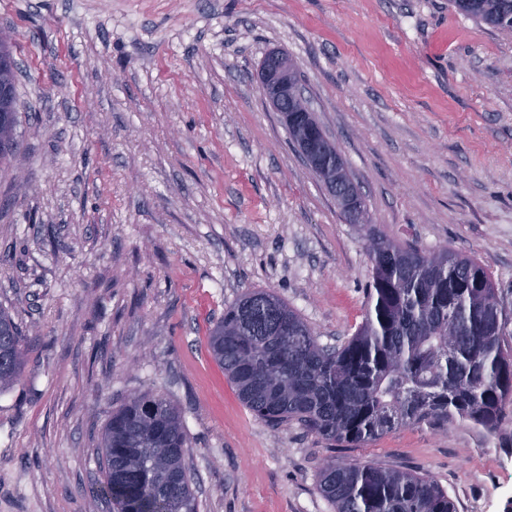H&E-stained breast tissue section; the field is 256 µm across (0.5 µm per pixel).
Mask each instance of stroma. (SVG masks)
Returning <instances> with one entry per match:
<instances>
[{
  "instance_id": "35a3bbf8",
  "label": "stroma",
  "mask_w": 512,
  "mask_h": 512,
  "mask_svg": "<svg viewBox=\"0 0 512 512\" xmlns=\"http://www.w3.org/2000/svg\"><path fill=\"white\" fill-rule=\"evenodd\" d=\"M20 125L0 165V306L22 327L0 393V512H113L100 434L133 393L180 411L199 512H334L332 460L512 512V413L333 447L265 422L208 349L225 306L279 296L320 344L361 325L367 232L259 90L287 53L374 228L474 257L512 309V36L450 0H0Z\"/></svg>"
}]
</instances>
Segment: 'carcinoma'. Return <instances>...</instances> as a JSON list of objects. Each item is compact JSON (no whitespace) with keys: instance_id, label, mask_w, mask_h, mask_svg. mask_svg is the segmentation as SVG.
<instances>
[{"instance_id":"obj_1","label":"carcinoma","mask_w":512,"mask_h":512,"mask_svg":"<svg viewBox=\"0 0 512 512\" xmlns=\"http://www.w3.org/2000/svg\"><path fill=\"white\" fill-rule=\"evenodd\" d=\"M476 23L512 35V0H451ZM0 102V160L17 149L16 71ZM294 138L325 147L313 115L289 106ZM364 320L338 348L319 343L304 319L276 295L251 291L225 306L210 329L213 359L242 402L272 425L297 421L336 446L357 448L403 427L468 420L500 430L512 406V312L487 268L443 249L426 253L373 236ZM25 336L0 307V393L22 376ZM102 494L116 512H198L187 436L166 397L130 396L100 440ZM320 491L335 512H457L432 478L378 464L334 462Z\"/></svg>"}]
</instances>
